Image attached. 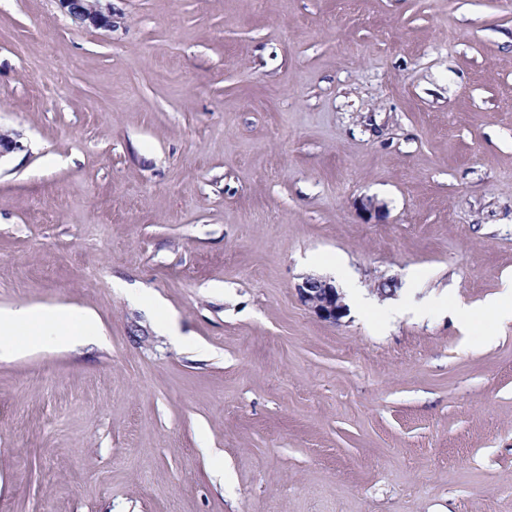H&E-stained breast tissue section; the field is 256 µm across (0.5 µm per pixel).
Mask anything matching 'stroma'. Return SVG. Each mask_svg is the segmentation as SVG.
<instances>
[{
	"instance_id": "1",
	"label": "stroma",
	"mask_w": 512,
	"mask_h": 512,
	"mask_svg": "<svg viewBox=\"0 0 512 512\" xmlns=\"http://www.w3.org/2000/svg\"><path fill=\"white\" fill-rule=\"evenodd\" d=\"M112 15L0 0V309L104 333L0 360V512H512V323L427 306L512 280V0ZM66 15L78 27L111 30V0H58ZM301 304L320 320L336 324L348 313L344 296L333 282L322 276H306L298 285Z\"/></svg>"
}]
</instances>
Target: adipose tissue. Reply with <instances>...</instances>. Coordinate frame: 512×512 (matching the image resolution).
<instances>
[{"instance_id":"1","label":"adipose tissue","mask_w":512,"mask_h":512,"mask_svg":"<svg viewBox=\"0 0 512 512\" xmlns=\"http://www.w3.org/2000/svg\"><path fill=\"white\" fill-rule=\"evenodd\" d=\"M448 312L457 325L469 328L477 321L496 323L512 321V289H504L482 309L473 310L456 303H448ZM70 348L97 342L101 336L95 318L85 312L57 308L38 309L20 307L0 311V358L25 351V337Z\"/></svg>"}]
</instances>
